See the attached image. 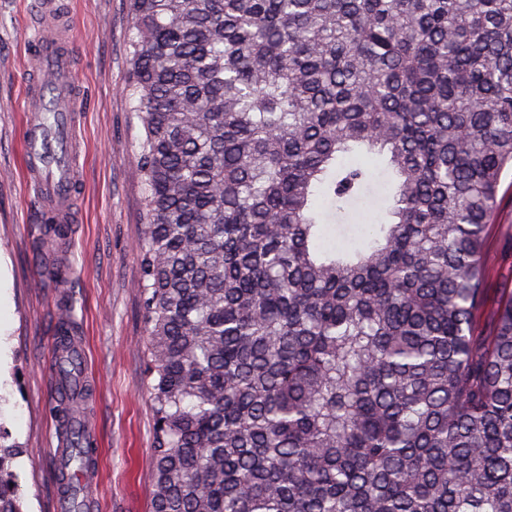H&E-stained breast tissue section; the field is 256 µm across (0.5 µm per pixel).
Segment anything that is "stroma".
<instances>
[{"label":"stroma","instance_id":"stroma-1","mask_svg":"<svg viewBox=\"0 0 512 512\" xmlns=\"http://www.w3.org/2000/svg\"><path fill=\"white\" fill-rule=\"evenodd\" d=\"M82 96L77 124L76 220L58 239L29 196L23 167L25 76L36 0H0V423L26 453L14 464L24 512H53L54 448L61 445L51 363L61 301L73 303L74 335L89 371L78 404L101 448L98 512H150L155 420L146 391L147 336L138 241L143 187L135 157L143 130L125 92L128 0H61ZM491 257L477 319L489 335L512 289V172L502 178L485 242ZM69 279H42L46 268Z\"/></svg>","mask_w":512,"mask_h":512}]
</instances>
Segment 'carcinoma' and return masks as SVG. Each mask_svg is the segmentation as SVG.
Wrapping results in <instances>:
<instances>
[{
	"mask_svg": "<svg viewBox=\"0 0 512 512\" xmlns=\"http://www.w3.org/2000/svg\"><path fill=\"white\" fill-rule=\"evenodd\" d=\"M129 11L152 512H512V0ZM486 249L491 257L487 278L486 301L477 319L476 332L488 336L493 328V314L501 296L512 289V172L502 178L497 207L488 225Z\"/></svg>",
	"mask_w": 512,
	"mask_h": 512,
	"instance_id": "1",
	"label": "carcinoma"
}]
</instances>
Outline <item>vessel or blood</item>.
Returning <instances> with one entry per match:
<instances>
[{"instance_id":"1","label":"vessel or blood","mask_w":512,"mask_h":512,"mask_svg":"<svg viewBox=\"0 0 512 512\" xmlns=\"http://www.w3.org/2000/svg\"><path fill=\"white\" fill-rule=\"evenodd\" d=\"M63 19L56 0H40V29L33 45V81L24 130V167L30 190L58 224L73 220L72 192L77 177L75 71L71 55L61 50L58 36L47 33L45 24Z\"/></svg>"}]
</instances>
